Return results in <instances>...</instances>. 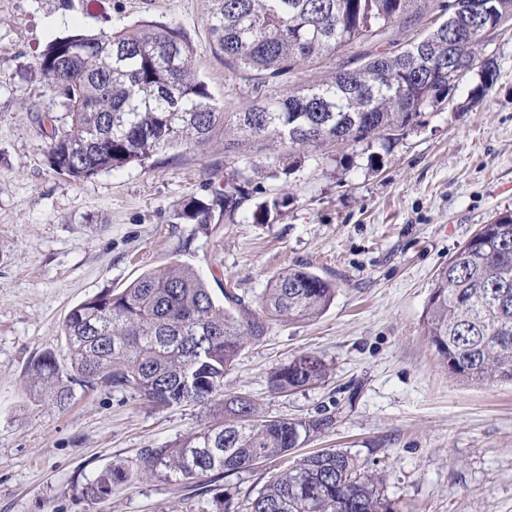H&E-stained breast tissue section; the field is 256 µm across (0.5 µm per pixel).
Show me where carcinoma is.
<instances>
[{
    "label": "carcinoma",
    "mask_w": 512,
    "mask_h": 512,
    "mask_svg": "<svg viewBox=\"0 0 512 512\" xmlns=\"http://www.w3.org/2000/svg\"><path fill=\"white\" fill-rule=\"evenodd\" d=\"M485 23L512 15V0H486ZM417 0H212L211 47L230 70L258 84L354 45L417 13ZM402 48L355 58L322 84L226 112L197 75L196 50L176 24L140 21L110 33L77 31L52 40L38 69L62 99L67 121L53 130L50 164L79 181L168 149H194L224 130V147L253 140L273 150L306 151L330 142L390 146L419 125L433 99L447 98L448 28ZM493 61L481 70L480 99L492 85ZM239 189L221 186L184 204L181 218L210 224L233 218ZM288 203L273 193L257 208L267 220ZM336 284L305 267L276 274L252 308L232 288L217 301L186 263L142 274L119 292L105 290L74 306L63 334L71 373L53 353L30 366L33 387L59 410L74 386L103 383L159 407L212 411L208 425L169 448H147L134 466L110 465L88 480L84 496L99 502L112 486L144 477L189 480L230 476L278 458L333 426L317 414H261L247 396H225L224 375L246 344L270 323L313 320L331 304ZM424 333L448 373L462 383L512 381V213L482 224L436 273L422 315ZM327 375L316 354L297 355L271 376L280 392L314 386ZM233 512H391L383 481L351 454L325 450L275 474Z\"/></svg>",
    "instance_id": "carcinoma-1"
}]
</instances>
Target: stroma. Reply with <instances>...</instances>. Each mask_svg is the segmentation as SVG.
Segmentation results:
<instances>
[{"label": "stroma", "mask_w": 512, "mask_h": 512, "mask_svg": "<svg viewBox=\"0 0 512 512\" xmlns=\"http://www.w3.org/2000/svg\"><path fill=\"white\" fill-rule=\"evenodd\" d=\"M449 2L420 0L413 22L257 87L212 53L211 0H0V512H224L226 498L241 501L302 457L336 449L382 478L395 512H512V383L457 381L422 325L436 271L480 225L512 212V22L478 49L497 70L484 97L473 100L481 78L467 73L391 150L274 152L252 142L228 151L219 132L204 149L163 151L81 182L50 164V135L66 114L37 67L51 40L77 28L175 23L211 95L235 112L322 83L350 56L421 38L447 19ZM222 183L249 193L235 220L180 219L188 200ZM278 189L287 206L255 222ZM175 261L249 305L289 267L335 281L322 315L271 323L224 377L225 394L248 395L270 415L322 411L335 424L217 482L137 480L90 503L82 488L102 468L134 464L209 416L105 384L77 391L61 412L33 395L28 366L49 350L69 367L68 312ZM302 352L323 357L325 381L273 391L270 375Z\"/></svg>", "instance_id": "1"}]
</instances>
